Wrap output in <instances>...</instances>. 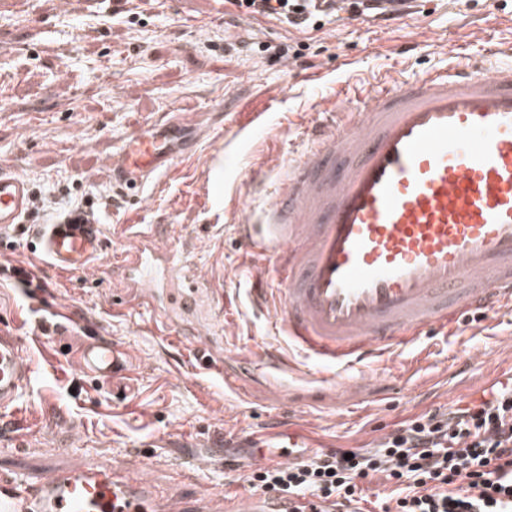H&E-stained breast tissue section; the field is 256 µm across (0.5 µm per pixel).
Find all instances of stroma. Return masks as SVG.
<instances>
[{
	"label": "stroma",
	"instance_id": "35a3bbf8",
	"mask_svg": "<svg viewBox=\"0 0 512 512\" xmlns=\"http://www.w3.org/2000/svg\"><path fill=\"white\" fill-rule=\"evenodd\" d=\"M137 14L124 20L126 10ZM213 0H21L0 11V168L41 191L52 215L66 207L58 194L94 202L103 250L85 269L61 271L32 246L40 230L21 224L0 240V266L35 264L47 288L27 295L0 279V324L25 338L36 371L16 413L0 420V473H44L97 460L114 470H144L165 488L194 497L243 484L248 445L235 447L243 467H224V442L252 431L266 446H284L289 422L303 424L311 446H375L395 423L460 396L480 401L494 373L512 371V312L449 334L430 333L398 353L375 379L354 377L338 388L318 382L311 359L270 328L252 290L272 280L271 261L251 249L242 223L264 204L246 169L279 170L311 145L310 132L330 111L342 82L366 88L398 75L490 60L512 63V0H420L394 22L338 14L302 35L322 82L300 65L272 63L256 53L228 55L224 38L281 40V25L242 20L225 26ZM503 51L486 56V40ZM277 99L279 112L248 144H229L237 124ZM190 113L198 142L142 194L116 198L104 164L136 125L172 108ZM157 224L170 249L206 273L212 328L231 361L229 372L253 389L247 403L225 391L223 377L198 374L197 337L160 334L155 314L113 311L112 263L131 246L123 227ZM70 314L49 333L38 324L53 309ZM127 353L125 391L83 374L73 352L87 337ZM273 350L288 360V382L274 393L255 385L237 357ZM483 351V369L463 367Z\"/></svg>",
	"mask_w": 512,
	"mask_h": 512
}]
</instances>
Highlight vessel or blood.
I'll return each mask as SVG.
<instances>
[{
    "label": "vessel or blood",
    "instance_id": "vessel-or-blood-1",
    "mask_svg": "<svg viewBox=\"0 0 512 512\" xmlns=\"http://www.w3.org/2000/svg\"><path fill=\"white\" fill-rule=\"evenodd\" d=\"M347 87L313 133V145L276 174L248 170L269 199L244 226L269 253L277 285L263 289L274 329L302 347L320 379L340 386L378 373L432 330L454 332L464 312L512 310V67L433 70L370 86L351 105ZM182 113L169 110L123 138L112 180L140 194L181 154ZM24 176L0 170V232L21 223ZM114 267L112 304L160 314L179 335L180 312L197 308L209 280L175 260L161 235L140 224ZM57 269L86 267L102 250L99 227L57 220L39 234ZM21 336L0 328V414L16 411L35 368ZM74 361L118 385L126 353L91 339ZM283 365L266 352L252 374L276 382ZM0 512H290L286 496L248 490L207 498L161 489L136 471L88 461L40 475L0 473Z\"/></svg>",
    "mask_w": 512,
    "mask_h": 512
}]
</instances>
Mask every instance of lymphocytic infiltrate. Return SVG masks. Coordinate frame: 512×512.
I'll return each instance as SVG.
<instances>
[{
	"mask_svg": "<svg viewBox=\"0 0 512 512\" xmlns=\"http://www.w3.org/2000/svg\"><path fill=\"white\" fill-rule=\"evenodd\" d=\"M225 2L230 21L267 19L289 32L321 29L336 15V0ZM246 480L287 496L292 512L318 503L333 512H512V386L476 405L407 418L373 449H319L252 468ZM378 480L388 494L373 496Z\"/></svg>",
	"mask_w": 512,
	"mask_h": 512,
	"instance_id": "1",
	"label": "lymphocytic infiltrate"
}]
</instances>
